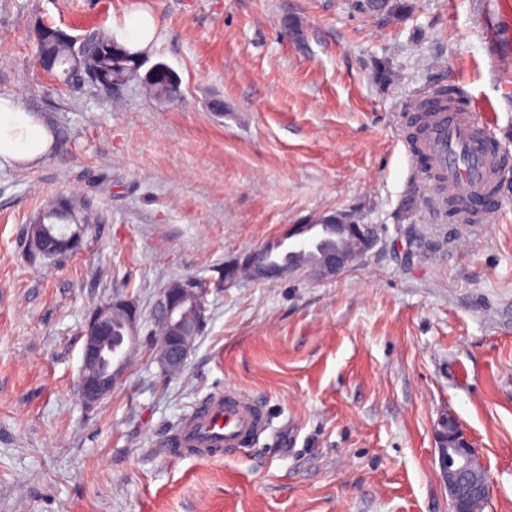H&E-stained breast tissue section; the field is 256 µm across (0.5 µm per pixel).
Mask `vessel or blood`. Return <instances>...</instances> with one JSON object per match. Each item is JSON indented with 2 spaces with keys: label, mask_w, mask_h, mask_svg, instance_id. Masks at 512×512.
<instances>
[{
  "label": "vessel or blood",
  "mask_w": 512,
  "mask_h": 512,
  "mask_svg": "<svg viewBox=\"0 0 512 512\" xmlns=\"http://www.w3.org/2000/svg\"><path fill=\"white\" fill-rule=\"evenodd\" d=\"M424 151L443 178L449 196L467 202L473 221L487 222L502 199L492 188L503 169L490 150L493 126L489 117L440 99L430 104ZM267 420L258 402L243 394L217 392L207 396L179 422L169 437L173 456L186 459L223 457L265 430Z\"/></svg>",
  "instance_id": "obj_1"
}]
</instances>
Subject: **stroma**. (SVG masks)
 Here are the masks:
<instances>
[{"instance_id": "35a3bbf8", "label": "stroma", "mask_w": 512, "mask_h": 512, "mask_svg": "<svg viewBox=\"0 0 512 512\" xmlns=\"http://www.w3.org/2000/svg\"><path fill=\"white\" fill-rule=\"evenodd\" d=\"M407 2L383 20L355 0H0V95L61 134L37 166H0V512H450L446 414L488 471L484 512H512V185L490 222L456 224L406 160L407 109L447 86L494 112L512 167V0ZM137 8L177 99L37 67L36 24L117 33ZM61 192L99 221L65 261L31 260L29 222ZM341 210L378 243L338 277L223 285L226 263ZM189 277L210 290L184 371L161 374L143 320L111 394L82 405L88 313L124 296L145 317ZM225 390L266 432L170 458L169 432Z\"/></svg>"}]
</instances>
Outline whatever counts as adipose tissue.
<instances>
[{
    "label": "adipose tissue",
    "mask_w": 512,
    "mask_h": 512,
    "mask_svg": "<svg viewBox=\"0 0 512 512\" xmlns=\"http://www.w3.org/2000/svg\"><path fill=\"white\" fill-rule=\"evenodd\" d=\"M54 137L37 114L17 99L0 96V159L35 165L48 154Z\"/></svg>",
    "instance_id": "adipose-tissue-1"
}]
</instances>
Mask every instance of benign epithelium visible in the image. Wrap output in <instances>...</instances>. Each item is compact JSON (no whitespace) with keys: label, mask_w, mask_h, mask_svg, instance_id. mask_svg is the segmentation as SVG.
<instances>
[{"label":"benign epithelium","mask_w":512,"mask_h":512,"mask_svg":"<svg viewBox=\"0 0 512 512\" xmlns=\"http://www.w3.org/2000/svg\"><path fill=\"white\" fill-rule=\"evenodd\" d=\"M317 224L329 227L336 234L348 238L342 249L328 250L320 254L317 261V277L334 278L352 263L363 258L377 242L370 224H359L351 219V213L339 211L333 217L319 215L306 219L300 227ZM257 251L244 256L250 277L255 280H272L288 276L295 267L293 261L282 266L262 264L255 259ZM207 295L206 286L196 280L170 284L157 298L153 312L160 313L169 321H178L179 306L190 303L202 308ZM120 311L126 318L125 340L137 334L140 316L130 299L115 298L94 308L89 314L81 351V366L78 377V395L81 403L92 407L112 392L127 364L112 361L108 348L112 345V312ZM194 338L184 332L167 338L161 347L164 364L177 368L186 363ZM437 460L440 478L448 491L452 512H472L471 504L479 499L488 504L490 479L467 436L458 422L450 417L440 418L435 429Z\"/></svg>","instance_id":"7a95c632"}]
</instances>
